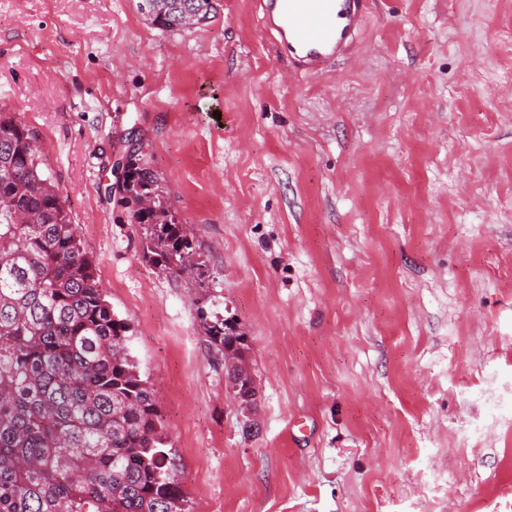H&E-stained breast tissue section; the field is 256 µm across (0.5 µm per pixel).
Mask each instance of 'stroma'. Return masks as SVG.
Here are the masks:
<instances>
[{"label": "stroma", "mask_w": 512, "mask_h": 512, "mask_svg": "<svg viewBox=\"0 0 512 512\" xmlns=\"http://www.w3.org/2000/svg\"><path fill=\"white\" fill-rule=\"evenodd\" d=\"M0 109L33 129L191 512H512V0H370L319 74L253 0L161 31L135 0H0ZM138 128L205 285L109 198ZM245 336L251 420L199 309Z\"/></svg>", "instance_id": "35a3bbf8"}]
</instances>
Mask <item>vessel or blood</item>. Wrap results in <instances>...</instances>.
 <instances>
[{
  "instance_id": "b4317fda",
  "label": "vessel or blood",
  "mask_w": 512,
  "mask_h": 512,
  "mask_svg": "<svg viewBox=\"0 0 512 512\" xmlns=\"http://www.w3.org/2000/svg\"><path fill=\"white\" fill-rule=\"evenodd\" d=\"M369 0H253L278 55L318 73L350 54L361 35Z\"/></svg>"
}]
</instances>
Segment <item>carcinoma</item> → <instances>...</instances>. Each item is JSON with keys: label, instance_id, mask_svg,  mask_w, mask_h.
<instances>
[{"label": "carcinoma", "instance_id": "1", "mask_svg": "<svg viewBox=\"0 0 512 512\" xmlns=\"http://www.w3.org/2000/svg\"><path fill=\"white\" fill-rule=\"evenodd\" d=\"M217 16V0H137L159 30ZM35 132L0 111V512H189L165 451L156 390L129 353L70 211L41 168ZM120 197L144 226L143 258L175 277L198 256L151 162L133 158ZM30 216L21 223L16 215ZM208 346L242 349L199 311Z\"/></svg>", "mask_w": 512, "mask_h": 512}]
</instances>
